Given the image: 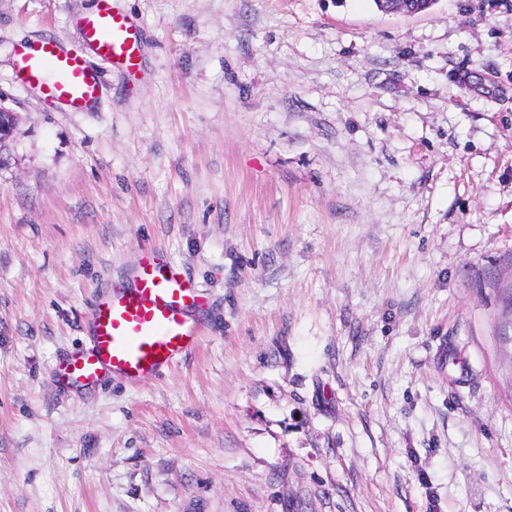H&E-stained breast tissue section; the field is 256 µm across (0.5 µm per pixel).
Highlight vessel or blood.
<instances>
[{
    "instance_id": "obj_1",
    "label": "vessel or blood",
    "mask_w": 512,
    "mask_h": 512,
    "mask_svg": "<svg viewBox=\"0 0 512 512\" xmlns=\"http://www.w3.org/2000/svg\"><path fill=\"white\" fill-rule=\"evenodd\" d=\"M77 30L87 50L128 72L139 67L141 34L109 0L79 18ZM17 78L39 87L44 99L81 112L101 99L102 85L84 53L53 39L22 44ZM206 300L198 284L171 257L140 249L121 283L94 303L87 325L88 343L60 362L52 380L89 386L117 377L139 385L177 365L201 343L199 322Z\"/></svg>"
}]
</instances>
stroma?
I'll use <instances>...</instances> for the list:
<instances>
[{
  "mask_svg": "<svg viewBox=\"0 0 512 512\" xmlns=\"http://www.w3.org/2000/svg\"><path fill=\"white\" fill-rule=\"evenodd\" d=\"M94 4L0 0V512H512V0H112L71 112L15 50ZM142 247L200 347L56 385ZM95 9L76 25L81 42L101 60L128 72L139 67L141 34L121 13L112 11L108 0H96Z\"/></svg>",
  "mask_w": 512,
  "mask_h": 512,
  "instance_id": "stroma-1",
  "label": "stroma"
}]
</instances>
